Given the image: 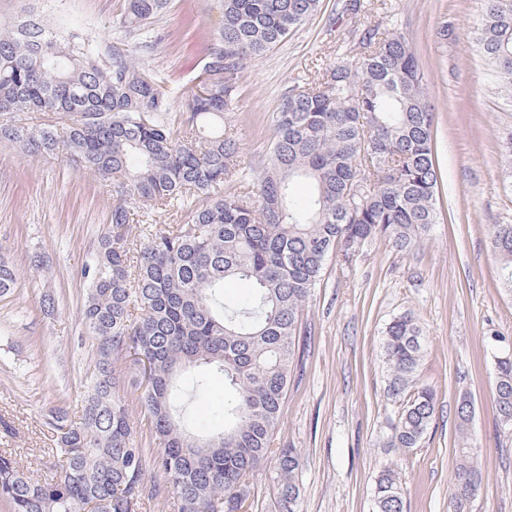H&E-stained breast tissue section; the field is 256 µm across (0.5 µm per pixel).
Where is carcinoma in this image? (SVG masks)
Returning a JSON list of instances; mask_svg holds the SVG:
<instances>
[{"label": "carcinoma", "instance_id": "obj_1", "mask_svg": "<svg viewBox=\"0 0 512 512\" xmlns=\"http://www.w3.org/2000/svg\"><path fill=\"white\" fill-rule=\"evenodd\" d=\"M168 0H124L120 25L149 32ZM222 26L206 46L187 111L171 120L162 82L131 61L120 43L104 48L66 19L46 25L35 13L0 23V139L31 154L66 155L113 182L109 231L82 267L89 291L80 316L95 348L80 421L54 409L58 474L27 475L0 454V499L10 512H137L153 489L129 411L116 396L114 363L143 366L144 404L160 441L154 469L164 474L179 512H250V478L276 457L272 487L279 512H297L300 457L272 447L291 371L310 334L304 310L328 260L349 262L382 239L415 248L438 223L441 172L432 148L433 112L419 64L401 34L364 30L359 52L284 96L266 163L249 175L224 113L240 93L248 61L277 46L314 15L320 0H216ZM477 45L512 95V0H484ZM212 71L209 81L201 76ZM313 186L307 201L292 185ZM140 202L159 213L187 212L180 224L131 238ZM491 246L512 287V223L494 224ZM247 280L250 296L224 300V282ZM14 265L0 259V297L14 290ZM384 394L397 407L386 446L420 447L438 392L419 379L421 327L393 319L382 342ZM192 368L224 375V431L193 432L174 403L177 378ZM493 402L512 431V353L494 355ZM468 393L456 405L451 512H469L479 490ZM399 472L381 470L374 512H405Z\"/></svg>", "mask_w": 512, "mask_h": 512}]
</instances>
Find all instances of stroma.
<instances>
[{
  "instance_id": "stroma-1",
  "label": "stroma",
  "mask_w": 512,
  "mask_h": 512,
  "mask_svg": "<svg viewBox=\"0 0 512 512\" xmlns=\"http://www.w3.org/2000/svg\"><path fill=\"white\" fill-rule=\"evenodd\" d=\"M360 4L355 11L350 0H322L317 14L249 62L224 123L236 133L245 166L259 171L275 113L295 81L313 78L337 55H354L366 28L400 33L418 61L434 114L440 222L412 251L375 240L350 262H327L305 308L312 331L292 369L274 445L301 456L298 512H372L374 478L391 463L401 468L406 512H450L459 446L454 411L466 392L475 404L471 434L481 477L470 512H512V436L496 416L488 344L496 334L512 348V290L500 281L488 235L489 225L512 223L500 149L502 131L512 127V100L471 38L483 0ZM64 10L108 43L121 0H65ZM219 25L214 0H170L153 23L151 47H143L137 33L126 34L130 58L172 91L175 113L185 112L190 80ZM115 200L111 183L72 160L29 154L0 140V255L18 277L15 294L0 299V454L37 478L46 473L54 445L49 411L64 407L72 419L81 416L95 363L80 320L87 292L81 268L108 229ZM34 252L45 260L37 271L29 263ZM48 294L56 302L50 314L42 306ZM404 313L415 315L425 339L420 378L438 391L423 443L405 455L385 445L396 409L384 396L381 349L386 325ZM114 372L145 475L163 488L142 498L138 512H179L165 477L152 466L160 445L145 413L139 370L123 357ZM188 405L197 432L220 429L223 377H212Z\"/></svg>"
}]
</instances>
